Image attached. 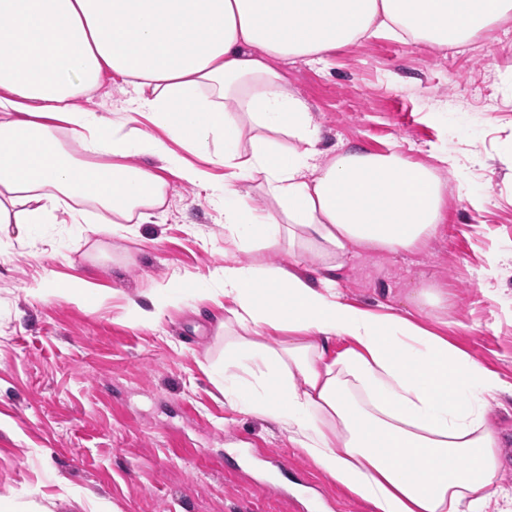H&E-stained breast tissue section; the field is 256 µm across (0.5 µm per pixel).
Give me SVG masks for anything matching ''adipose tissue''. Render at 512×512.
I'll list each match as a JSON object with an SVG mask.
<instances>
[{
	"mask_svg": "<svg viewBox=\"0 0 512 512\" xmlns=\"http://www.w3.org/2000/svg\"><path fill=\"white\" fill-rule=\"evenodd\" d=\"M512 15V0H0V233L33 224L150 221L170 177L224 207L227 248L285 249L294 270L228 262L231 406L287 427L374 512H488L501 466L489 400L512 384L413 318L351 303L336 274L352 247L425 245L444 219L434 168L396 149H319L309 103L278 62L389 33L456 46ZM132 87L126 119L80 107L103 73ZM158 168L129 165L138 118ZM222 146L223 184L170 142ZM267 200L251 205L252 192ZM314 261L313 284L302 272ZM347 345L337 353L327 342Z\"/></svg>",
	"mask_w": 512,
	"mask_h": 512,
	"instance_id": "adipose-tissue-1",
	"label": "adipose tissue"
}]
</instances>
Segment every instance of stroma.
<instances>
[{
  "label": "stroma",
  "instance_id": "obj_1",
  "mask_svg": "<svg viewBox=\"0 0 512 512\" xmlns=\"http://www.w3.org/2000/svg\"><path fill=\"white\" fill-rule=\"evenodd\" d=\"M312 107L321 148H399L437 168L444 221L425 247L355 249L336 285L347 300L415 313L512 383V16L464 46L370 37L282 64ZM456 156L461 171L440 166ZM224 210L170 178L136 233L35 224L0 239V512H371L270 420L224 401ZM188 275L162 319L129 301ZM52 283L42 292V277ZM433 282L448 310L418 311ZM92 287L87 303L67 289ZM500 421L499 512H512V398ZM266 480L268 490L256 487Z\"/></svg>",
  "mask_w": 512,
  "mask_h": 512
}]
</instances>
